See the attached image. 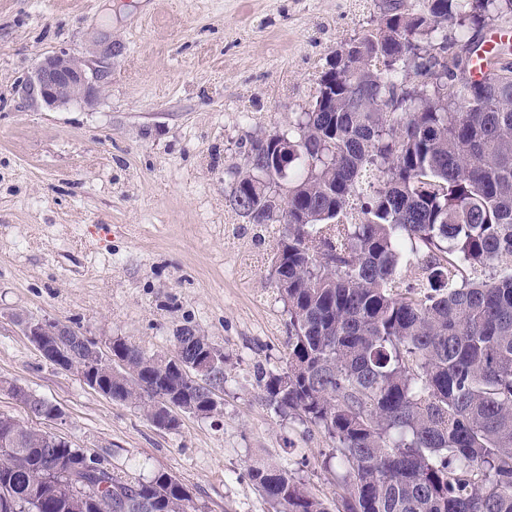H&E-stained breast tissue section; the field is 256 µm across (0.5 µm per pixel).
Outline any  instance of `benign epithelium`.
Instances as JSON below:
<instances>
[{
	"instance_id": "obj_1",
	"label": "benign epithelium",
	"mask_w": 512,
	"mask_h": 512,
	"mask_svg": "<svg viewBox=\"0 0 512 512\" xmlns=\"http://www.w3.org/2000/svg\"><path fill=\"white\" fill-rule=\"evenodd\" d=\"M100 84L97 70L89 62L65 54L44 58L36 67L26 93L55 108L73 101H89L96 96ZM22 330L45 361L56 360L55 367L77 373L90 388L99 390L96 380L86 375L88 368L69 358L58 349L57 337L64 336L69 326L57 321L21 320Z\"/></svg>"
}]
</instances>
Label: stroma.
Here are the masks:
<instances>
[{"label": "stroma", "instance_id": "obj_1", "mask_svg": "<svg viewBox=\"0 0 512 512\" xmlns=\"http://www.w3.org/2000/svg\"><path fill=\"white\" fill-rule=\"evenodd\" d=\"M389 0H0V380L56 405L0 415L64 437L116 474L167 472L198 512H273L252 459L288 466L335 507L344 468L315 428L274 413L259 370L280 366L288 314L271 279L278 227L230 205L252 140L312 102L331 52ZM108 58L91 102L50 108L21 86L47 55ZM107 348L172 353L189 327L223 349L220 415L155 427L46 362L21 319Z\"/></svg>", "mask_w": 512, "mask_h": 512}]
</instances>
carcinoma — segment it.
<instances>
[{
    "mask_svg": "<svg viewBox=\"0 0 512 512\" xmlns=\"http://www.w3.org/2000/svg\"><path fill=\"white\" fill-rule=\"evenodd\" d=\"M387 11L385 27L334 51L309 108L272 133L288 144V212L276 158L251 145L261 178L238 192L255 207L248 223L281 225L271 271L288 311L285 362L256 382L276 414L341 456L336 512H512V46L475 80L468 39L512 0ZM60 347L89 353L74 329ZM200 358L214 368L196 381ZM112 364L110 376L90 367L157 427L221 412L224 351L193 329L177 330L171 356L114 338ZM5 437L0 512H195L169 473L118 477L9 417ZM248 473L276 512H330L283 465L255 460Z\"/></svg>",
    "mask_w": 512,
    "mask_h": 512,
    "instance_id": "carcinoma-1",
    "label": "carcinoma"
}]
</instances>
